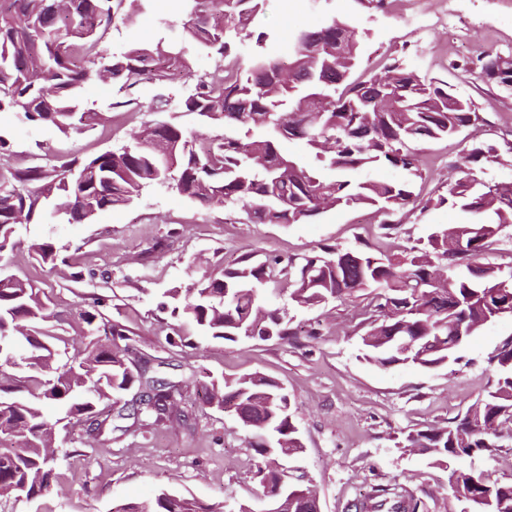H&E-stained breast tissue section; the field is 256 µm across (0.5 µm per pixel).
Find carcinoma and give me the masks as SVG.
Masks as SVG:
<instances>
[{"label": "carcinoma", "mask_w": 512, "mask_h": 512, "mask_svg": "<svg viewBox=\"0 0 512 512\" xmlns=\"http://www.w3.org/2000/svg\"><path fill=\"white\" fill-rule=\"evenodd\" d=\"M143 0H0V112L48 125L65 136L94 126L98 112L79 98L87 85L107 79L115 90L114 112H169V100L144 106L136 96L147 80L184 76L193 80L180 111L197 115L209 128L200 135L181 124L156 123L131 142L84 158L73 153L60 166L15 161L0 135V253L20 244L18 218L26 224L90 223L102 211L128 206L147 187L171 189L208 208H240L256 224H306L336 207L369 206L382 216L390 236L393 216L435 203L466 219L431 233L422 247L378 258L365 249L325 245L320 252L290 258L281 268L292 283L289 299L313 309L331 299L353 297L363 357L381 366L412 364L434 369L448 364L457 348L448 337L468 338L500 317L512 301V269L475 264L512 227V182L482 183L474 169L499 160L496 145L473 141L450 165L447 194L422 202L412 187L423 178L419 145L454 137L482 121L473 102L448 83L427 81L395 60L370 79L348 81L361 55V32L353 21L334 17L293 33L289 64L265 54L270 35L250 25L263 0H181L186 20L180 39L168 35L167 19L149 45L111 51L107 35L130 24ZM200 43L215 58L212 70L191 71L186 44ZM497 73L494 83L512 82V58L488 52L478 58ZM259 131L245 140L238 130ZM300 139L314 154L305 164L282 152L285 140ZM379 167L402 173L397 181L359 179ZM28 250L55 265L51 242L32 240ZM281 260L255 263L240 258L217 281L203 277L184 291L168 292L170 326L184 322L200 334L237 342L286 341L296 335L291 318L265 303L266 285ZM89 326L80 338L41 328L50 318L45 294L29 280L0 275V498L36 499L47 494L55 466H46L57 422L47 419L43 400L54 399L61 419L102 435L134 428L142 437L179 419L180 387L144 379L131 368L128 330L103 324L104 337L88 339L102 314L85 310ZM412 341L400 347L399 337ZM73 349L54 360L58 344ZM495 379L467 410L442 427L411 431L406 447L448 467V459H475L512 438V339L488 357ZM138 396L126 399L134 385ZM206 400L230 411L259 457L255 476L264 505L283 501L295 485L282 460L304 448L282 385L260 373L225 377L203 385ZM131 421V426L120 422ZM462 488L478 494L475 512H512V484L485 470L454 469ZM478 485L471 486V480ZM149 512H226L225 502L205 503L168 489L148 499ZM420 501L405 485L375 487L349 504L355 512H419Z\"/></svg>", "instance_id": "cac0c4a2"}]
</instances>
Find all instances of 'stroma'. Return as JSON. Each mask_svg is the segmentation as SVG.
Wrapping results in <instances>:
<instances>
[{
	"label": "stroma",
	"instance_id": "1",
	"mask_svg": "<svg viewBox=\"0 0 512 512\" xmlns=\"http://www.w3.org/2000/svg\"><path fill=\"white\" fill-rule=\"evenodd\" d=\"M402 2L385 0L378 9L364 0H265L251 28L276 32L268 51L284 59L295 30L319 26L331 16L353 20L365 32L354 78H368L382 62L397 59L470 98L485 123L463 129L461 137L424 145L426 177L416 181L415 192L425 199L446 186L461 138L496 145L512 141V89L486 85L478 70L457 67L489 50L512 54V0H422L410 21L401 15ZM162 15L173 36H180L176 0H159L146 6L134 25L112 33V42H153ZM111 95L104 84L86 89L100 118L84 134L68 138L6 112H0V134L11 141L18 160L34 153L54 165L73 152L93 156L120 146L147 124L172 119L203 129L196 115L184 112L110 111ZM401 219V229L388 238L368 207L337 208L307 224H254L242 211L207 208L175 191L151 188L90 224L20 225L22 245L0 254V272L30 279L49 295L50 327L58 335H73L79 312L94 305L127 326L132 362L147 376L187 385L258 371L281 383L305 446L288 465L310 479L321 512H347L362 486L396 482L421 498L428 512H461L462 503L447 496V471L400 443L410 430L446 425L481 396L493 376L487 358L512 338V316L470 337L457 360L435 369L385 368L363 359L349 300L296 312L291 326L299 334L287 344L195 336L178 346L167 339L173 319L161 306L164 293L203 273L235 267L243 255L258 261L300 257L324 245L352 249L364 242L393 251L419 245L434 228L462 216L444 205L406 210ZM33 239L65 247L67 262L41 266L26 247ZM57 444L59 466L50 494L29 502L2 499L0 512H112L116 504L137 503L161 489L208 503L225 501L229 512L260 504L255 454L236 419L222 411L200 407L188 424L146 437L109 431L90 448L81 445L79 434L64 432Z\"/></svg>",
	"mask_w": 512,
	"mask_h": 512
}]
</instances>
